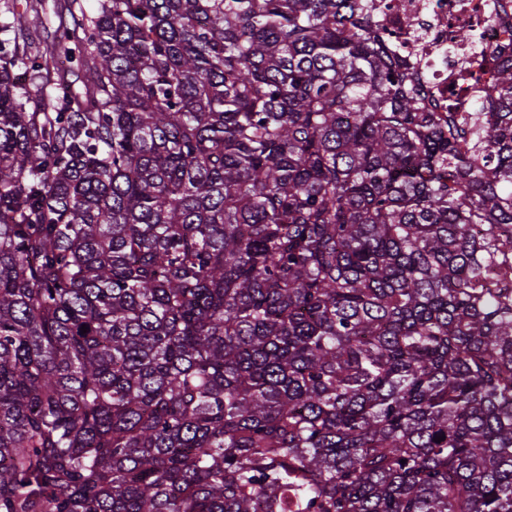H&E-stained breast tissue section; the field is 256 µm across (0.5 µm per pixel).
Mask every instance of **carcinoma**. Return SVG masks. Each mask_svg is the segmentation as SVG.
<instances>
[{
    "mask_svg": "<svg viewBox=\"0 0 512 512\" xmlns=\"http://www.w3.org/2000/svg\"><path fill=\"white\" fill-rule=\"evenodd\" d=\"M41 2L0 41V512H512V47L461 125L377 0L45 45Z\"/></svg>",
    "mask_w": 512,
    "mask_h": 512,
    "instance_id": "carcinoma-1",
    "label": "carcinoma"
}]
</instances>
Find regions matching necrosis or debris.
Here are the masks:
<instances>
[{"label": "necrosis or debris", "instance_id": "necrosis-or-debris-1", "mask_svg": "<svg viewBox=\"0 0 512 512\" xmlns=\"http://www.w3.org/2000/svg\"><path fill=\"white\" fill-rule=\"evenodd\" d=\"M391 43L423 75L438 111L467 115L491 70L479 63L490 49L512 45V0H379ZM471 20L473 42L454 44L449 25Z\"/></svg>", "mask_w": 512, "mask_h": 512}]
</instances>
